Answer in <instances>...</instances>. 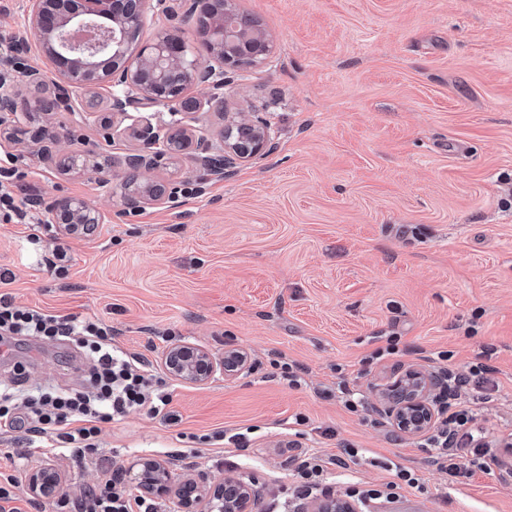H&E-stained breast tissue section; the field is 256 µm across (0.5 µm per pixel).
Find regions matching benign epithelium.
<instances>
[{"instance_id": "benign-epithelium-1", "label": "benign epithelium", "mask_w": 512, "mask_h": 512, "mask_svg": "<svg viewBox=\"0 0 512 512\" xmlns=\"http://www.w3.org/2000/svg\"><path fill=\"white\" fill-rule=\"evenodd\" d=\"M147 4L148 0H23L26 32L54 71L48 74L31 68L19 80H9L4 71L11 57L0 58V112L12 118L8 127L0 121V141L20 149L29 145L26 121L32 113L72 112L108 125L112 135L138 141L126 164L131 174L140 177V184L121 185V201L133 209L161 207L172 200L169 183L147 176L163 159L187 154L196 168L222 179L228 157L247 161L263 155L272 140L270 121L241 112L228 119L216 138L200 133L194 125L196 114L224 109V88L233 83L229 72L267 60L272 51L267 33L262 29L248 33L265 50L260 55H243L234 48V30H224V22L211 29L200 27L197 33L209 50L208 59L201 62L190 55L178 34L142 38ZM103 81L111 89L106 117L97 111L92 96ZM194 83L207 85L209 93L189 94ZM161 107L168 110L170 120L163 118ZM41 129L40 157L57 170L95 176L105 168L99 151H63L58 148L61 134L51 123ZM41 205L68 232L88 234L104 219L101 211L79 198H52ZM162 362L175 379L203 385L219 371L226 377L243 373L247 355L228 348L218 360L201 346L176 344L164 351ZM440 387L439 376L406 369L384 388V415L404 434H423L437 419L435 399ZM128 471L148 494L164 497L173 491L170 472L160 460L139 458ZM59 481L52 467L26 476L28 491L40 498L52 497ZM173 492L175 512H199L197 506L205 498L206 512H250L247 483L234 477L210 486L186 477Z\"/></svg>"}]
</instances>
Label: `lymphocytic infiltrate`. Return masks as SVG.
Here are the masks:
<instances>
[{
    "mask_svg": "<svg viewBox=\"0 0 512 512\" xmlns=\"http://www.w3.org/2000/svg\"><path fill=\"white\" fill-rule=\"evenodd\" d=\"M25 174L6 156L0 164V221L29 223L38 207L33 187ZM19 336L63 340L81 348L90 361L89 382L84 389L63 392L50 385L30 389L0 383V425L24 426L28 432L74 449L78 458L93 456L102 424L120 419L134 409L173 420L166 376L154 373L140 359L112 344V329L102 321L65 317L53 312L0 299V342ZM492 347H483L467 372L452 364V354L441 351V372L447 393L441 404L442 419L424 448L432 463L446 473L449 482L471 477L473 469L487 470L498 457L476 428L473 409L462 393L477 391L488 400L496 384L490 360ZM327 462L306 450L296 460V483L291 496L304 500L326 493ZM61 512H157L150 499L133 495L118 479L99 482L75 498L62 497Z\"/></svg>",
    "mask_w": 512,
    "mask_h": 512,
    "instance_id": "f902f5d3",
    "label": "lymphocytic infiltrate"
}]
</instances>
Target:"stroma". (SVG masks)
I'll use <instances>...</instances> for the list:
<instances>
[{
    "instance_id": "stroma-1",
    "label": "stroma",
    "mask_w": 512,
    "mask_h": 512,
    "mask_svg": "<svg viewBox=\"0 0 512 512\" xmlns=\"http://www.w3.org/2000/svg\"><path fill=\"white\" fill-rule=\"evenodd\" d=\"M269 34L267 64L224 90L229 111H264L270 152L236 162L224 179L190 161L162 160L153 176L172 203L131 210L120 200L124 161L137 143L108 142L100 123L69 112L50 121L67 150L105 148L102 180L62 174L37 146L19 151L27 184L42 198H81L105 215L89 235L54 225L27 240L25 224L0 223V296L111 325L117 345L162 369L163 350L190 343L222 358L236 348L248 371L204 385L170 379L169 423L134 410L103 424L98 453L0 433V473L60 474L57 495H77L136 459L173 476L253 483V512L292 486L288 440L328 456L348 445L357 460L332 467L333 496L411 470L389 512H512V468L475 472L452 486L421 440L378 422L379 391L404 367L432 372L433 355L466 370L482 346L496 389L474 404L488 438H512V0H234ZM179 30L198 58L207 49L182 9L149 7L145 38ZM67 250V271L48 272L42 250ZM399 354L362 360L387 337ZM305 373L288 386L273 359ZM84 365L66 344L21 339L0 357V379L71 390ZM360 394L350 412L336 389ZM334 390L331 398L320 395ZM305 416L306 426L295 424ZM255 427L249 448L199 445L193 435Z\"/></svg>"
}]
</instances>
